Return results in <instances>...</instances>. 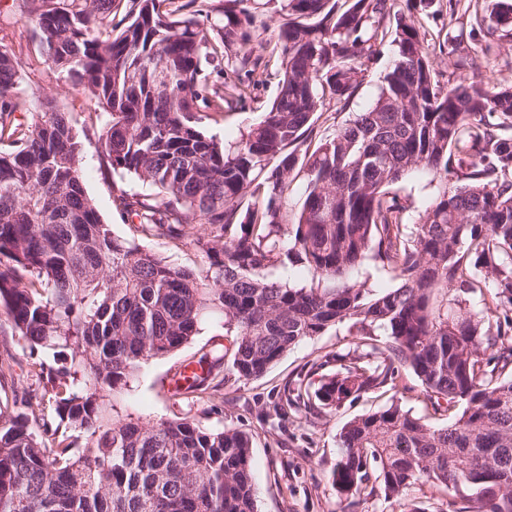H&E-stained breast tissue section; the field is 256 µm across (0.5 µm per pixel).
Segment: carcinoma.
Here are the masks:
<instances>
[{"label": "carcinoma", "mask_w": 512, "mask_h": 512, "mask_svg": "<svg viewBox=\"0 0 512 512\" xmlns=\"http://www.w3.org/2000/svg\"><path fill=\"white\" fill-rule=\"evenodd\" d=\"M248 2L224 0L218 26L205 0H22L44 62L93 107L102 165L152 192L115 186L132 238L114 236L85 190L69 114L33 111L41 87L20 95V64L0 47V306L31 351L68 356L33 362L57 424L30 392L0 407V512H256L248 434L123 418L112 400L214 315L245 380L336 324L383 330L378 364L343 356L315 390L288 386V404L310 414L394 389L403 369L446 407L438 429L397 404L345 424L332 481L347 508L377 488L398 500L432 484L458 494L462 512H512V86L440 85L394 0H282L273 45ZM391 16L397 56L377 99L308 148L325 101L349 104ZM471 31L512 41V3L474 13ZM266 51L280 74L263 119L229 146L206 135L202 119L223 118L226 99L205 67L230 57L250 74ZM420 168L438 193L410 228L394 187ZM140 238L193 248L207 265L174 266ZM368 259L397 286L374 294L350 278ZM288 262L311 284L270 277ZM483 289L492 304L476 312L463 295ZM223 360L202 354L206 376L188 388Z\"/></svg>", "instance_id": "1"}]
</instances>
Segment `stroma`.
I'll list each match as a JSON object with an SVG mask.
<instances>
[{
  "mask_svg": "<svg viewBox=\"0 0 512 512\" xmlns=\"http://www.w3.org/2000/svg\"><path fill=\"white\" fill-rule=\"evenodd\" d=\"M397 7L410 9L418 25L428 31L429 51L440 83H447L453 75L482 81L495 90L512 85V42H503L500 57L490 61L485 56L490 37L471 33L468 16L451 10L449 0H398ZM443 40L461 44L471 60L469 67L449 70V57L439 47ZM0 45L22 64L19 90L41 87L58 109L69 113L76 128L83 130L85 189L112 233L128 237L129 229L112 204V173L97 159L98 129L86 123L89 105L74 91L70 76L38 62V31L21 13L16 0H0ZM395 56V45L384 43L349 105L343 109L331 103L325 106L320 137L332 136L339 125L373 104ZM279 69L277 59L266 60L250 75L247 98L225 104L223 121L206 122V133L228 143L239 140L276 96ZM396 192L406 203L407 218L413 223L433 198L436 186L430 175L415 172L398 184ZM230 342L221 320L202 323L189 344L143 364L131 387L117 394L115 402L121 415L145 422L179 416L208 428L246 432L252 442L258 512H343L344 502L332 484L331 471L339 452L340 431L354 417L395 402L431 427L441 428L448 423L447 411L434 410L419 381L407 372L399 388L361 394L318 417L288 408L283 388L289 381L301 374L312 386H319L339 371V356L363 354L371 347L385 349L388 339L381 332L365 338L351 324L336 325L322 335L303 340L263 376L251 380L235 374L229 357ZM206 352L225 356L208 389L193 394L171 392L169 382L180 364ZM33 361L26 341L14 332L6 309L0 307V404L12 403L22 392L41 390ZM408 503L426 512H459L462 506L454 494L426 485L409 489L401 502L374 492L361 498L356 512H403Z\"/></svg>",
  "mask_w": 512,
  "mask_h": 512,
  "instance_id": "stroma-1",
  "label": "stroma"
}]
</instances>
